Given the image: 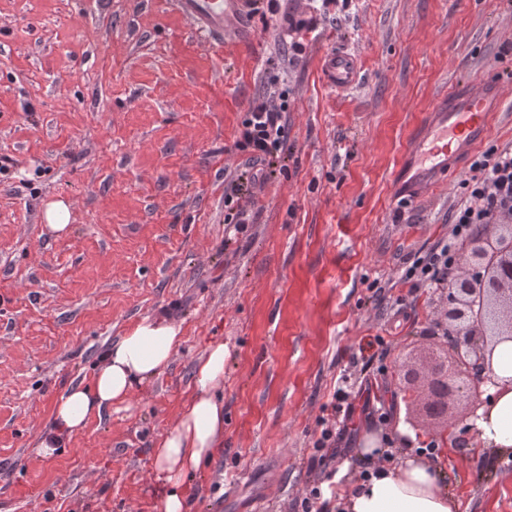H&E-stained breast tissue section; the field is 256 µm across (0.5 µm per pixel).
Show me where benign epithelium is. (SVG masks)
Wrapping results in <instances>:
<instances>
[{
  "mask_svg": "<svg viewBox=\"0 0 512 512\" xmlns=\"http://www.w3.org/2000/svg\"><path fill=\"white\" fill-rule=\"evenodd\" d=\"M471 249L448 283L437 317L444 342L404 374L407 391L426 417L448 427L453 411L476 416V400L489 384L495 347L512 341V221L470 238Z\"/></svg>",
  "mask_w": 512,
  "mask_h": 512,
  "instance_id": "7a95c632",
  "label": "benign epithelium"
}]
</instances>
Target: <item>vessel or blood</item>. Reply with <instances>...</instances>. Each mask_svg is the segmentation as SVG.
<instances>
[{
    "label": "vessel or blood",
    "mask_w": 512,
    "mask_h": 512,
    "mask_svg": "<svg viewBox=\"0 0 512 512\" xmlns=\"http://www.w3.org/2000/svg\"><path fill=\"white\" fill-rule=\"evenodd\" d=\"M176 4L195 26L220 37L226 20L253 10L255 0H176ZM355 77L352 54L341 51L325 57L323 78L328 85L345 90L353 85ZM502 99L501 86L485 79L475 91L436 100L394 172L398 190L419 200L446 183L453 160L473 151L486 138L489 121L500 112Z\"/></svg>",
    "instance_id": "obj_1"
}]
</instances>
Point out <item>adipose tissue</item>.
Instances as JSON below:
<instances>
[{"mask_svg": "<svg viewBox=\"0 0 512 512\" xmlns=\"http://www.w3.org/2000/svg\"><path fill=\"white\" fill-rule=\"evenodd\" d=\"M182 344V327L172 321L138 320L102 353L89 386H74L54 408L55 427L38 449L52 456L81 431L91 416L127 401L135 387L165 371ZM223 343L211 344L194 366L195 391L153 456L164 476L163 512H187L186 481L211 456L224 434V405L214 392L224 383ZM492 368L498 383L489 390L474 424L482 447L512 451V342L497 346ZM346 512H454L444 472L426 456L391 468L370 470L351 495Z\"/></svg>", "mask_w": 512, "mask_h": 512, "instance_id": "1", "label": "adipose tissue"}]
</instances>
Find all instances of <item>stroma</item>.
Returning a JSON list of instances; mask_svg holds the SVG:
<instances>
[{"instance_id":"stroma-1","label":"stroma","mask_w":512,"mask_h":512,"mask_svg":"<svg viewBox=\"0 0 512 512\" xmlns=\"http://www.w3.org/2000/svg\"><path fill=\"white\" fill-rule=\"evenodd\" d=\"M286 13L317 19L302 56L277 37ZM226 26L235 41L206 37L174 0H0V512H162L151 450L217 341L224 436L187 480L188 512H305L315 487L340 512L361 432L390 466L404 431L444 433L400 371L441 342L448 290L410 292L404 273L436 244L465 248L452 216L472 158L418 203L393 172L434 99L487 77L505 99L485 145L512 147V0H352L330 17L282 0ZM336 50L357 57L344 91L322 75ZM280 81L288 161L235 197L241 123ZM58 197L73 203L61 237L42 222ZM240 208L242 230L226 221ZM144 317L182 327L167 370L39 455L56 400ZM373 336L382 349L360 353ZM343 375L355 414L317 461ZM453 433L436 462L457 512H512V452Z\"/></svg>"}]
</instances>
